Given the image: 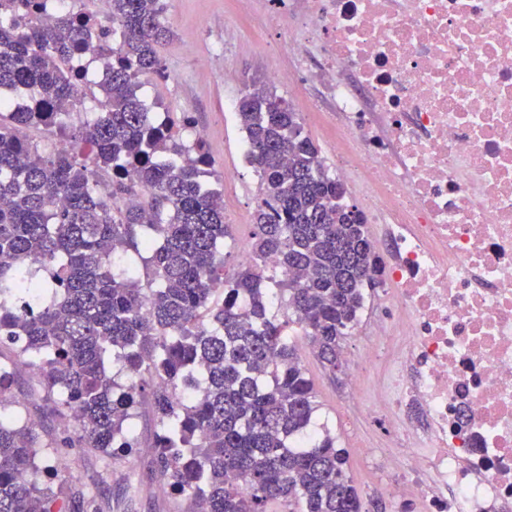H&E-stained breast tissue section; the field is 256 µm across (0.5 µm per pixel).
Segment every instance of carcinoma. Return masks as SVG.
<instances>
[{"instance_id": "cac0c4a2", "label": "carcinoma", "mask_w": 512, "mask_h": 512, "mask_svg": "<svg viewBox=\"0 0 512 512\" xmlns=\"http://www.w3.org/2000/svg\"><path fill=\"white\" fill-rule=\"evenodd\" d=\"M81 2L45 19V0H0V345L69 428L45 440L10 412L0 364V512H72L58 448L101 453L81 507L105 512L100 486L145 403L163 491L200 512H363L295 337L341 364L379 285L367 225L299 113L254 83L237 103L254 231L227 273L224 193L185 136L195 120L140 94L165 76L164 0H110L106 25ZM39 127L71 150L29 139Z\"/></svg>"}]
</instances>
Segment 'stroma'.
<instances>
[{
  "label": "stroma",
  "instance_id": "stroma-1",
  "mask_svg": "<svg viewBox=\"0 0 512 512\" xmlns=\"http://www.w3.org/2000/svg\"><path fill=\"white\" fill-rule=\"evenodd\" d=\"M261 2L166 0L165 17L175 34L159 49L167 77L162 81L147 80L143 89L149 106L191 113L198 125L209 130L206 148L216 176H223L228 166L240 171L236 181L224 186L225 221L232 226L231 238L224 241V259L230 269L246 257L258 177L242 162L243 134L236 121L225 120L224 98L241 95L246 84L267 81L271 68L287 71L292 64L288 32L260 19L257 10ZM228 72L237 73L239 82L225 83ZM276 90L300 113L304 131L318 146L325 164H332L330 132L319 117L306 114L305 93L289 82L277 84ZM375 340L369 329L350 333L342 344V366L336 371L324 368L310 351H303L302 356L314 382L321 420L348 452L349 473L360 491L364 512H399L389 493L390 484L399 478L392 451L380 448L364 452V445L373 440V429L350 403L352 377L360 378L368 397L375 396L381 385V371L356 361L362 347ZM9 394L15 408L41 430L61 434L57 416L39 397L33 372L18 369ZM153 434L152 415L142 411L137 420L136 452L116 456L112 461V476L107 481L112 489V512H161L166 495L151 470Z\"/></svg>",
  "mask_w": 512,
  "mask_h": 512
}]
</instances>
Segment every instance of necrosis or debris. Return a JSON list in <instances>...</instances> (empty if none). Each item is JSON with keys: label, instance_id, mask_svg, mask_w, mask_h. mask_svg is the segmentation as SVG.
I'll list each match as a JSON object with an SVG mask.
<instances>
[{"label": "necrosis or debris", "instance_id": "obj_1", "mask_svg": "<svg viewBox=\"0 0 512 512\" xmlns=\"http://www.w3.org/2000/svg\"><path fill=\"white\" fill-rule=\"evenodd\" d=\"M336 119L333 172L389 254L381 403L391 497L512 512V0H267Z\"/></svg>", "mask_w": 512, "mask_h": 512}]
</instances>
